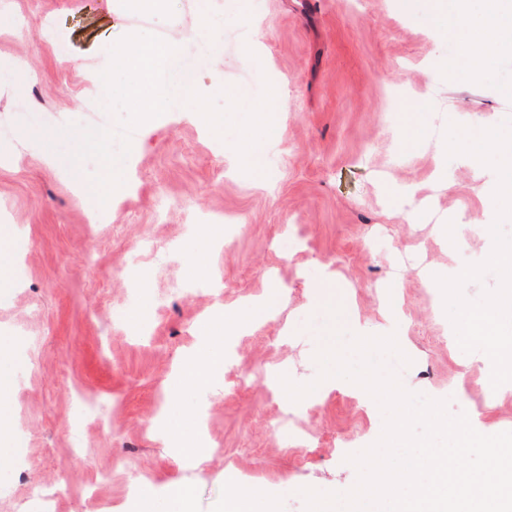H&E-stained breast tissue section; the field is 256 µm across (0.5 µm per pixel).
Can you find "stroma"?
Here are the masks:
<instances>
[{
  "label": "stroma",
  "mask_w": 512,
  "mask_h": 512,
  "mask_svg": "<svg viewBox=\"0 0 512 512\" xmlns=\"http://www.w3.org/2000/svg\"><path fill=\"white\" fill-rule=\"evenodd\" d=\"M429 0H211L214 36H198L197 0H170L144 28L178 43L199 92L235 87L254 101L264 81L288 98L264 143L267 178L240 169L230 143L210 141L193 117L172 112L137 128L124 162L125 185L108 223H94L87 159L63 174L75 141L71 123L112 128L103 92L86 72L100 48L135 31L126 0H0V236L16 249L11 282L0 288V355L12 378L0 399L11 411L0 449H16L0 470V512H132L142 482L155 512H169L184 486L192 512H223L227 484L249 483L274 512H305L300 490L353 487L346 460L353 436L374 443L380 409L351 386L299 404L271 386L269 371L305 384L330 319L311 300L331 278L352 301L340 323L379 333L388 326L382 293L401 320L413 366L410 392L448 399L491 434L512 431V385L479 401L487 368L449 342L443 301L422 265L454 272L482 262L489 189L461 158L436 150L449 123L494 127L512 118V55L490 76L444 71L459 37L428 23ZM407 90L427 117L420 143L404 144L412 118L388 103ZM448 165V182L433 175ZM414 187L428 208L403 217L389 199ZM454 227L444 240L436 224ZM205 254L198 287L188 257ZM284 296L275 314L234 337L237 376L169 393L183 357L204 340L218 305L241 308L269 280ZM175 409L203 423L188 455L162 420Z\"/></svg>",
  "instance_id": "35a3bbf8"
}]
</instances>
